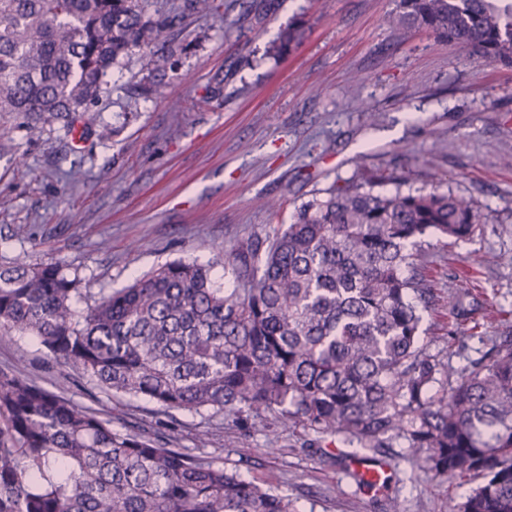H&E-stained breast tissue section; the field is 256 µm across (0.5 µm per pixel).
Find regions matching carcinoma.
I'll return each instance as SVG.
<instances>
[{"label":"carcinoma","instance_id":"carcinoma-1","mask_svg":"<svg viewBox=\"0 0 512 512\" xmlns=\"http://www.w3.org/2000/svg\"><path fill=\"white\" fill-rule=\"evenodd\" d=\"M225 0H0V137L74 129L119 60ZM386 23L512 66V0H400ZM299 34L280 33L279 55ZM170 55H143L149 74ZM386 174L332 184L270 239L204 265L174 261L82 316L80 280L54 262L0 264V343L36 339L105 393L248 423L270 414L379 462L398 440L441 478L478 486L455 512H512V332L457 371L427 352L424 239H461L489 213L451 190L386 193ZM224 265L236 287L211 268ZM470 291L448 289L458 319ZM0 512H296L278 489L202 448L112 419L0 368Z\"/></svg>","mask_w":512,"mask_h":512}]
</instances>
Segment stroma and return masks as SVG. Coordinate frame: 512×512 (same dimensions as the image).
I'll return each mask as SVG.
<instances>
[{
    "label": "stroma",
    "mask_w": 512,
    "mask_h": 512,
    "mask_svg": "<svg viewBox=\"0 0 512 512\" xmlns=\"http://www.w3.org/2000/svg\"><path fill=\"white\" fill-rule=\"evenodd\" d=\"M399 0H237L226 14L186 19L159 39L174 48L158 97L134 87L138 55L104 79L77 138L59 124L38 137L16 131L0 150V264L61 263L78 275L84 313L101 293L177 260L207 262L237 240L287 227L298 206L334 182L396 169L411 189L471 198L490 214L474 236L426 243V279L437 301L425 313L430 353L460 369L512 331V67L425 31L389 28ZM299 40L270 52L278 34ZM280 201L278 212L264 200ZM472 289L456 319L448 286ZM138 426L225 468L275 487L301 512H379L329 439L314 441L275 418L240 433L224 418L168 411L102 392L56 363L29 337L0 344V367ZM390 495L399 512H450L473 485L395 460Z\"/></svg>",
    "instance_id": "stroma-1"
}]
</instances>
